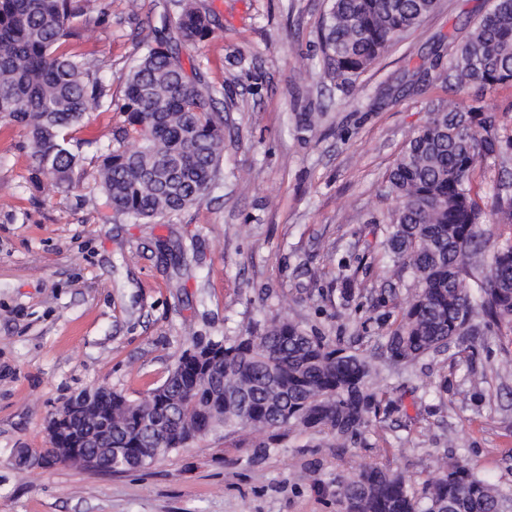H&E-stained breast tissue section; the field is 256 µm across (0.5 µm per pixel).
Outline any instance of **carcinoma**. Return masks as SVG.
Returning <instances> with one entry per match:
<instances>
[{
    "label": "carcinoma",
    "mask_w": 512,
    "mask_h": 512,
    "mask_svg": "<svg viewBox=\"0 0 512 512\" xmlns=\"http://www.w3.org/2000/svg\"><path fill=\"white\" fill-rule=\"evenodd\" d=\"M176 33L166 15L153 42L129 70L121 103L79 51V18L87 0H0V118L24 125L36 171L57 187L75 183L78 155L68 130L95 111H116L115 146L98 164L96 184L112 209L149 224L202 204L224 157V87L206 80L182 51L207 40L214 20L183 0ZM439 0H329L319 64L349 93L361 74L402 35L416 30ZM413 75L462 101L432 112L405 145L385 179L398 201L385 227L384 259L410 271L414 294L387 329L384 357L411 363L469 335L482 314L501 336L512 335V190L504 181L481 196L476 163L512 150L481 92L512 85V0H494L455 46L448 66L420 65ZM134 139L133 147L126 146ZM210 349L207 368L198 355ZM382 370L351 346L329 344L285 320L259 335L198 339L178 357L151 396L133 401L102 394L93 448H140L145 464L167 457L218 429L253 437L266 455L289 435L362 437L379 417ZM160 431L147 434L143 419ZM343 512H512L505 492L449 458L441 476L412 489L402 477L361 464L336 482Z\"/></svg>",
    "instance_id": "carcinoma-1"
}]
</instances>
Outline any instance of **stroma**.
<instances>
[{
    "label": "stroma",
    "mask_w": 512,
    "mask_h": 512,
    "mask_svg": "<svg viewBox=\"0 0 512 512\" xmlns=\"http://www.w3.org/2000/svg\"><path fill=\"white\" fill-rule=\"evenodd\" d=\"M83 51L121 100L132 63L164 0H91ZM214 12L211 37L187 50L224 88V161L207 202L156 224L117 216L94 181L100 153L122 125L114 111L70 129L80 157L74 188L36 180L26 128L0 120V512H337V480L374 463L418 488L441 458L466 460L512 490V345L485 332L464 359L458 343L386 370L393 410L357 444L290 436L253 460L251 439L216 433L169 458L123 473L69 464L16 466L19 448L46 445L45 419L93 386L146 398L192 337L218 339L279 318L331 344L375 354L384 312L414 290L381 262L351 268L356 297L343 306L331 255L379 250L394 209L387 171L409 135L453 97L437 83L406 87L438 40L461 39L489 0H439L413 33L393 43L350 93L306 77L318 54L328 0H193ZM320 112L313 130L296 114ZM191 268L173 287L169 250ZM394 301L378 307L382 291ZM446 382L423 394V375Z\"/></svg>",
    "instance_id": "1"
}]
</instances>
